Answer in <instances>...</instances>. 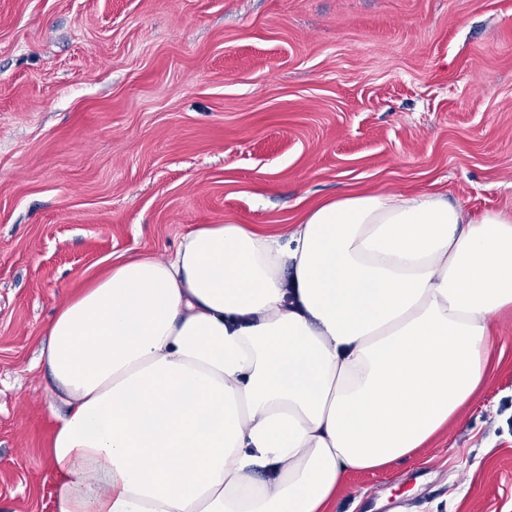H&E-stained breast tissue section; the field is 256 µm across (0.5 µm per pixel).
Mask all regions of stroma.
Listing matches in <instances>:
<instances>
[{
  "label": "stroma",
  "instance_id": "obj_1",
  "mask_svg": "<svg viewBox=\"0 0 512 512\" xmlns=\"http://www.w3.org/2000/svg\"><path fill=\"white\" fill-rule=\"evenodd\" d=\"M358 189L512 211V0H0V512H54L58 305L200 224ZM426 447L331 512H512V313Z\"/></svg>",
  "mask_w": 512,
  "mask_h": 512
}]
</instances>
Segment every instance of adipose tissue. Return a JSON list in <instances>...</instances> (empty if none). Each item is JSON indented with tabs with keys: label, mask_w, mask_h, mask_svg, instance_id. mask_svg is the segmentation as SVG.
Here are the masks:
<instances>
[{
	"label": "adipose tissue",
	"mask_w": 512,
	"mask_h": 512,
	"mask_svg": "<svg viewBox=\"0 0 512 512\" xmlns=\"http://www.w3.org/2000/svg\"><path fill=\"white\" fill-rule=\"evenodd\" d=\"M512 211L352 192L291 230L202 224L65 299L39 360L65 411L55 512H329L487 379Z\"/></svg>",
	"instance_id": "obj_1"
}]
</instances>
